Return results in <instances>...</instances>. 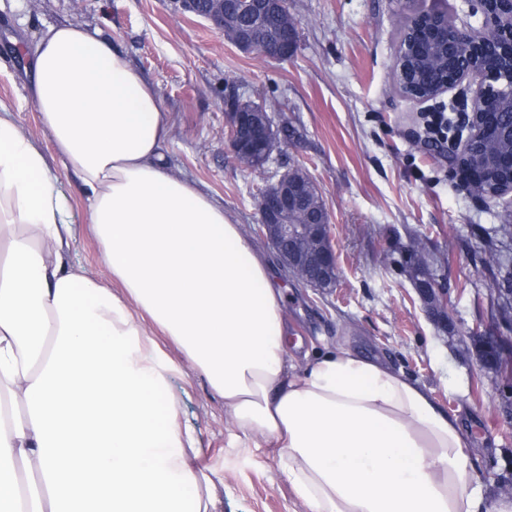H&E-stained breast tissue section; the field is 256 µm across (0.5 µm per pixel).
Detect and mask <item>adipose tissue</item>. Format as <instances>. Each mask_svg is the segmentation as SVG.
Here are the masks:
<instances>
[{
  "instance_id": "adipose-tissue-1",
  "label": "adipose tissue",
  "mask_w": 512,
  "mask_h": 512,
  "mask_svg": "<svg viewBox=\"0 0 512 512\" xmlns=\"http://www.w3.org/2000/svg\"><path fill=\"white\" fill-rule=\"evenodd\" d=\"M28 57L39 120L122 291L67 263L58 177L0 113V512H212L173 414L188 370L237 441L284 444L306 512H512L473 488L458 416L416 381L344 347L296 372L273 272L222 204L166 168L168 116L118 48L58 26Z\"/></svg>"
}]
</instances>
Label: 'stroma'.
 Instances as JSON below:
<instances>
[{
  "instance_id": "35a3bbf8",
  "label": "stroma",
  "mask_w": 512,
  "mask_h": 512,
  "mask_svg": "<svg viewBox=\"0 0 512 512\" xmlns=\"http://www.w3.org/2000/svg\"><path fill=\"white\" fill-rule=\"evenodd\" d=\"M288 10L296 49L279 62L241 51L174 0H0V106L59 173L77 228L69 263L107 286L112 274L86 222L79 178L52 156L28 95L26 52L48 28L88 29L126 56L169 115V170L220 201L244 231L259 221L260 193L301 169L328 212L338 278L321 291L278 272L292 336L314 351L343 346L379 357L427 388L460 416L475 455L495 459L478 482L500 494L502 481H512V413L499 398L501 373L479 367L470 337L504 335L512 319V293L499 292L512 272V193L479 196L455 154L418 136L421 113L455 110L475 81L417 102L396 79L408 19L438 13L476 28L481 18L468 0H288ZM231 97L264 103L293 132L266 172L248 169L230 149ZM417 244L444 287L446 319L430 314L404 261ZM172 392L180 423L195 432L193 463L212 479L215 512H305L277 443H234L224 401L202 374L174 379Z\"/></svg>"
}]
</instances>
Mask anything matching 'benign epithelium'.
Segmentation results:
<instances>
[{"mask_svg": "<svg viewBox=\"0 0 512 512\" xmlns=\"http://www.w3.org/2000/svg\"><path fill=\"white\" fill-rule=\"evenodd\" d=\"M269 0H237L235 9L224 10V0H207L206 9L197 7L198 0H179V9L192 12L206 19L224 33L236 27L237 18L256 13ZM476 4L482 21L479 29H459L439 14H420L410 27L404 29L402 43L404 51L415 54L419 35L428 43L438 46L440 54L424 57L429 72H437L447 66L453 67V76L443 82L440 91L459 86L467 77L476 79L477 89L472 111L460 113L459 121L471 129L464 145L466 159L462 169L471 178L469 186L482 192L483 172L487 167L512 171V124L499 122L497 112L501 95L512 100V0H469ZM284 32L290 38L269 50L265 45L248 39H239L234 44L245 53H257L266 57L286 60L295 49L296 27L290 15H284ZM465 39L475 46L480 63L466 68L459 67L456 45ZM228 139L230 146L242 161H255L262 154V162L268 163L280 142L278 127L258 104L243 103L230 112ZM299 191V184L290 182L287 174L263 191L258 201L259 223L253 233L264 239L274 250L279 264L298 281L316 289H331L336 286V253L329 242L326 224H290L289 199ZM479 362L487 366L498 361L500 340L494 336H476Z\"/></svg>", "mask_w": 512, "mask_h": 512, "instance_id": "benign-epithelium-1", "label": "benign epithelium"}]
</instances>
